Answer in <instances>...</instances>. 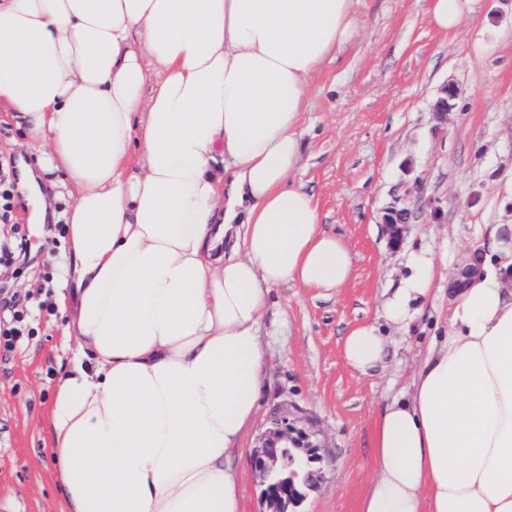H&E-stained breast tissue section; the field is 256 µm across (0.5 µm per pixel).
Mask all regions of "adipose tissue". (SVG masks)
<instances>
[{
  "instance_id": "1",
  "label": "adipose tissue",
  "mask_w": 512,
  "mask_h": 512,
  "mask_svg": "<svg viewBox=\"0 0 512 512\" xmlns=\"http://www.w3.org/2000/svg\"><path fill=\"white\" fill-rule=\"evenodd\" d=\"M356 0H0V105L74 194L61 305L75 347L48 433L62 512H243L226 459L252 427L260 320L283 283L353 259L291 178L312 77ZM376 420L359 512H512V226ZM430 255L385 308L412 319ZM373 323L343 358L387 360Z\"/></svg>"
}]
</instances>
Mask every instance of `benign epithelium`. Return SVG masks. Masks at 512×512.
I'll list each match as a JSON object with an SVG mask.
<instances>
[{
	"label": "benign epithelium",
	"mask_w": 512,
	"mask_h": 512,
	"mask_svg": "<svg viewBox=\"0 0 512 512\" xmlns=\"http://www.w3.org/2000/svg\"><path fill=\"white\" fill-rule=\"evenodd\" d=\"M460 90L450 84L433 104L439 122L448 120L450 101ZM412 213L406 206L393 205L384 218L392 246L397 247L411 223ZM484 249L477 246L469 250L468 258L457 268L448 283V293H456L480 271ZM320 445L316 433L299 424L295 409L283 405L272 423L258 438L252 457V466L261 479V503L264 512H298L307 492L318 482V472L312 464L319 459Z\"/></svg>",
	"instance_id": "benign-epithelium-1"
}]
</instances>
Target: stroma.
<instances>
[{
    "label": "stroma",
    "instance_id": "1",
    "mask_svg": "<svg viewBox=\"0 0 512 512\" xmlns=\"http://www.w3.org/2000/svg\"><path fill=\"white\" fill-rule=\"evenodd\" d=\"M431 0H357L353 38L309 83L303 152L293 180L314 198L324 230L354 258L350 281L318 291L275 287L261 319L266 360L257 419L232 453L243 512H260L262 486L251 466L257 438L282 403L313 424L320 479L301 512H358L375 472L371 439L381 410L406 394L430 337L450 313L448 279L482 242L487 224H512V0H463L454 30L429 21ZM461 96L441 124L432 104L448 84ZM38 168L23 128L0 108V157ZM12 223L0 240L24 235L28 259L0 266V282L24 300L28 330L0 349V512H58L47 423L59 366L70 356L58 305L65 256L67 190L40 175L47 223H29L31 204L13 169ZM401 200L412 223L389 246L384 210ZM430 253L437 276L406 325L387 322L384 303ZM380 323L390 359L373 376L349 368L343 339Z\"/></svg>",
    "mask_w": 512,
    "mask_h": 512
}]
</instances>
